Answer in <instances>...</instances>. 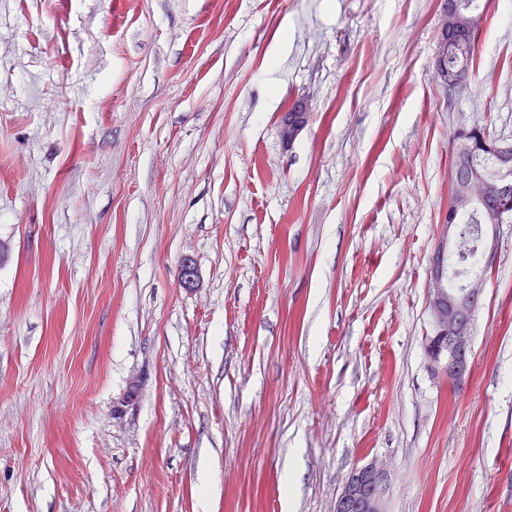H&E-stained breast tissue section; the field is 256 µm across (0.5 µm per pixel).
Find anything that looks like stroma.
I'll list each match as a JSON object with an SVG mask.
<instances>
[{
  "label": "stroma",
  "instance_id": "1",
  "mask_svg": "<svg viewBox=\"0 0 512 512\" xmlns=\"http://www.w3.org/2000/svg\"><path fill=\"white\" fill-rule=\"evenodd\" d=\"M483 2L451 94L443 0H0V512H335L371 460L386 512H512V223L467 385L425 351L452 136L512 144ZM310 116L308 104L303 99L294 101L281 118L280 132L283 140L294 141L307 126Z\"/></svg>",
  "mask_w": 512,
  "mask_h": 512
}]
</instances>
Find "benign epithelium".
<instances>
[{"label":"benign epithelium","mask_w":512,"mask_h":512,"mask_svg":"<svg viewBox=\"0 0 512 512\" xmlns=\"http://www.w3.org/2000/svg\"><path fill=\"white\" fill-rule=\"evenodd\" d=\"M460 16L457 0H444V19L440 32L442 52L435 54L434 70L448 91L462 88L469 73L462 70H448L444 53L448 47L460 41L472 42L483 24V19L474 18L467 25H457ZM310 110L306 101H294L281 118L280 132L283 140L294 141L307 126ZM483 147L500 159V174L491 191L484 190V182L470 173L469 141L461 140L453 163L452 184L463 187L467 197L478 198L488 207V212L503 216L506 211L502 202L512 197V145L493 139L483 141ZM461 240L455 224L446 225L445 245L432 257L429 294L435 334L426 338V353L436 371L448 379V385L464 386L471 372V326L473 314L482 301L485 277L468 282L465 289L458 291L448 284L444 263L446 251L455 250ZM198 270L194 262L183 259L179 267V279L183 287L193 288L198 281ZM389 472L376 461L358 466L349 475L344 488L336 500V512H385V495Z\"/></svg>","instance_id":"1"}]
</instances>
